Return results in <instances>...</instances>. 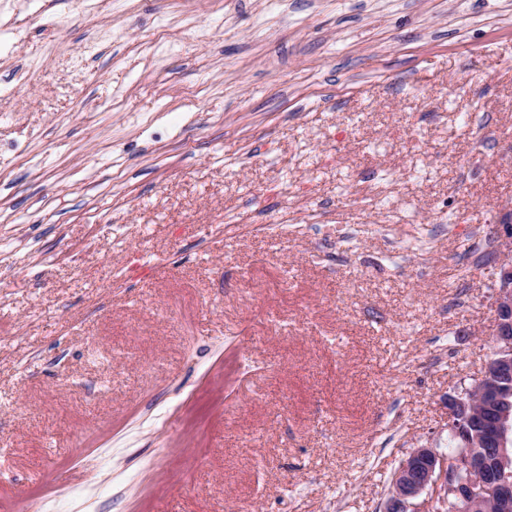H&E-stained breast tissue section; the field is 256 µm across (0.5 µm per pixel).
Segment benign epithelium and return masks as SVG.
<instances>
[{
  "label": "benign epithelium",
  "mask_w": 512,
  "mask_h": 512,
  "mask_svg": "<svg viewBox=\"0 0 512 512\" xmlns=\"http://www.w3.org/2000/svg\"><path fill=\"white\" fill-rule=\"evenodd\" d=\"M501 263L496 285L494 336L497 356L488 364L464 396L448 402V427L466 437L473 418L483 424L494 448V468L474 463L471 457L441 461L429 448H417L400 464L392 479V495L385 512H426L430 499L456 496L469 508L486 498L496 502L498 512H512V486L501 477L512 473V402H504L490 372H512V210L501 213L497 224Z\"/></svg>",
  "instance_id": "7a95c632"
}]
</instances>
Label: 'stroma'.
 <instances>
[{"label": "stroma", "instance_id": "1", "mask_svg": "<svg viewBox=\"0 0 512 512\" xmlns=\"http://www.w3.org/2000/svg\"><path fill=\"white\" fill-rule=\"evenodd\" d=\"M98 3L0 0V512H382L496 356L512 0Z\"/></svg>", "mask_w": 512, "mask_h": 512}]
</instances>
